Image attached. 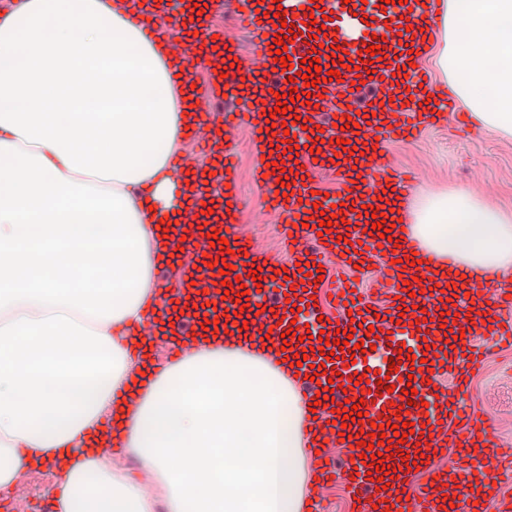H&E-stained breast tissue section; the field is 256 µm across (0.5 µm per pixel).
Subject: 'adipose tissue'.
Returning <instances> with one entry per match:
<instances>
[{
	"label": "adipose tissue",
	"instance_id": "obj_1",
	"mask_svg": "<svg viewBox=\"0 0 512 512\" xmlns=\"http://www.w3.org/2000/svg\"><path fill=\"white\" fill-rule=\"evenodd\" d=\"M476 124L512 136V0H418ZM166 41L131 0L0 8V490L49 467L54 512H309L316 433L294 362L251 331L202 332L147 365L137 343L170 256L161 219L215 209L207 170L171 177L190 117ZM423 265L512 269V218L464 192L391 202ZM112 440L150 477L115 457Z\"/></svg>",
	"mask_w": 512,
	"mask_h": 512
}]
</instances>
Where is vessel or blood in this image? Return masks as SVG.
Returning a JSON list of instances; mask_svg holds the SVG:
<instances>
[{
	"label": "vessel or blood",
	"mask_w": 512,
	"mask_h": 512,
	"mask_svg": "<svg viewBox=\"0 0 512 512\" xmlns=\"http://www.w3.org/2000/svg\"><path fill=\"white\" fill-rule=\"evenodd\" d=\"M190 0H142L139 12L143 17L141 28L147 40L167 36L168 40L180 39V31L168 27L167 17L176 15L188 22L194 35L182 55L183 66L193 60L204 58L208 64L211 82L207 95H227L238 101L236 110L224 115H210L209 134H201L198 128L186 129L190 140L212 148L219 139L233 135L235 130L247 126L260 133L266 161L283 163L289 171L288 186H281L275 175L264 178L263 185L268 201L282 217L281 235L284 242L292 246V262L282 267L272 264L257 244L236 231L241 218L239 194L234 188L235 151H223L219 177L224 180L226 205L217 220V229L222 243L213 245L209 240L189 242V249L207 257L206 262L197 263L184 276L173 297L181 311L177 329L181 336L189 338L199 328L195 309L186 303L190 294L203 295L213 312L237 310V303H224V282L241 279L246 288H260L262 294L274 301L273 308L249 312L248 317L255 327L274 328L276 333L291 329L293 303H300L303 311L319 315L320 304L332 301L340 307L337 318L322 322L321 328L329 338L333 359H326L319 351L307 354V361L320 367L317 383L311 384V392H318L321 383L335 384L333 398L322 411L323 419L342 421L340 404L359 406L363 417L360 424L349 428L348 438L342 439L343 447L352 454L343 473L350 480L353 491L376 492L389 502L390 512H408L406 501L400 500L398 487L378 489L369 475V464L360 459L359 441L368 440L374 425H384L396 419L397 406H408L407 421L412 422L413 432L405 445L390 460L395 467L396 478H403L407 461H420L421 457L439 452L445 445L459 448V464H466L474 451L490 455L498 468L512 473V446H503L492 436L488 419L478 404V397L464 391L451 390L436 393L432 382L442 367H449L457 376L469 375L478 370L487 348L473 341L478 326L490 330L493 346H512V293L497 279H489L483 295L490 302L484 313L470 311L467 304L457 303L453 314H445L441 303L440 288L434 287L432 275L426 269L406 263L405 258L417 250L419 244L412 237L402 238L400 243L381 241L378 230L373 229L370 208L375 205L383 188L393 189L396 196L409 198L414 190L412 181L402 178L398 171L376 147L375 134L390 130L403 139L416 140L422 129L439 122L441 113L432 111V102L448 100V87L426 82L420 68L414 67V57L407 47L408 37L402 34V22L398 18L388 20V32L394 40L390 48L382 50L380 60L365 63L362 60L365 46L341 47L338 54H324L321 64L337 69V57L360 60L359 69L341 72L342 86L351 82L371 80L378 89L368 104L353 109L350 106L337 108V117H351L354 125L343 130L334 127L317 107L318 95L309 100L292 103L286 114L275 113L276 94L287 93L290 87H303L301 77L309 55L308 40L314 32L310 26L309 0H279L285 12L284 18L269 16L267 0H238L242 26L253 39V66L248 74H241L231 59L237 50L229 37L215 36L208 24L207 16L226 9L228 0H198L205 5V14L190 8ZM293 23L298 35L288 45L287 53L292 58L291 67H283L275 60L273 39L286 35V23ZM306 119V126H299V119ZM305 132L308 139L321 138L328 145L321 162L332 165L341 184L340 199L346 205L342 222L333 224L328 233L320 235L308 229L306 222L315 209H327L329 201L315 194L314 183L303 178L294 160L286 158L284 138L286 132ZM362 148L363 156L353 157L343 150L342 141ZM394 252L395 261H383L375 279V291L380 302L363 296L355 284H338L326 288L324 282L315 281L314 275L328 257H335L340 269L367 266L375 249ZM226 259L229 268L219 272L214 262ZM307 265V272H299V265ZM259 270L261 281H253L252 270ZM418 279L421 292L411 295L410 279ZM401 324L405 338L404 352L390 350L389 355L397 361L399 368L391 372L390 390L370 391L371 383L379 375L368 355L356 352L354 343L366 336L367 330L376 335H385L394 324ZM446 325L449 335L454 336L453 348L431 347V336L438 325ZM352 331L354 341L337 346L338 330ZM413 386L417 393L405 395L406 386ZM449 473L444 469H431L427 480L418 491L420 504L425 512H442L438 496L447 487Z\"/></svg>",
	"instance_id": "1"
}]
</instances>
